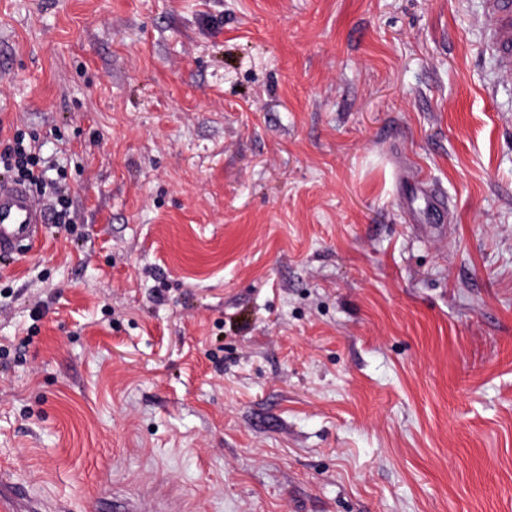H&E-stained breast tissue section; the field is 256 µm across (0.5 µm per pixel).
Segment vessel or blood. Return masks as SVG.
I'll use <instances>...</instances> for the list:
<instances>
[{
	"mask_svg": "<svg viewBox=\"0 0 512 512\" xmlns=\"http://www.w3.org/2000/svg\"><path fill=\"white\" fill-rule=\"evenodd\" d=\"M483 38L502 72H512V0H486ZM45 213L26 185L0 177V255H19L42 242ZM0 512H40L20 491L0 487Z\"/></svg>",
	"mask_w": 512,
	"mask_h": 512,
	"instance_id": "vessel-or-blood-1",
	"label": "vessel or blood"
}]
</instances>
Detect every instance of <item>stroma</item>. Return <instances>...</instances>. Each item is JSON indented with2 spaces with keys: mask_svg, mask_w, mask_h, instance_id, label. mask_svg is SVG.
<instances>
[{
  "mask_svg": "<svg viewBox=\"0 0 512 512\" xmlns=\"http://www.w3.org/2000/svg\"><path fill=\"white\" fill-rule=\"evenodd\" d=\"M483 4L0 0V142L73 200L0 260V473L42 512H512Z\"/></svg>",
  "mask_w": 512,
  "mask_h": 512,
  "instance_id": "35a3bbf8",
  "label": "stroma"
}]
</instances>
